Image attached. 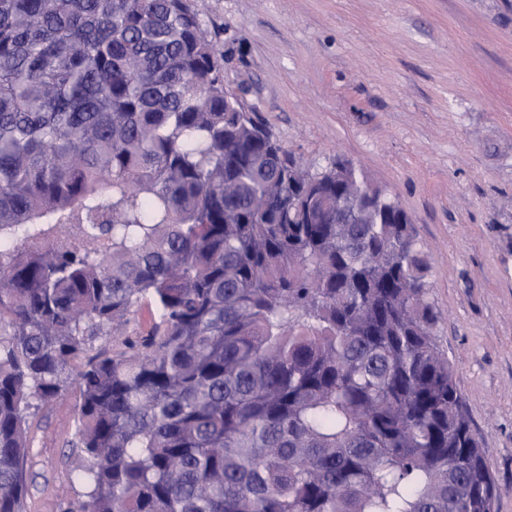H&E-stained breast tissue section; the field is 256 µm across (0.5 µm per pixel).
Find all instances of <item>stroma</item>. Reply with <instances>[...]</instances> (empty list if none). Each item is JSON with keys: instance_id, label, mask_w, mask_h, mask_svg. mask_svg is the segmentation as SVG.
<instances>
[{"instance_id": "obj_1", "label": "stroma", "mask_w": 512, "mask_h": 512, "mask_svg": "<svg viewBox=\"0 0 512 512\" xmlns=\"http://www.w3.org/2000/svg\"><path fill=\"white\" fill-rule=\"evenodd\" d=\"M224 83L314 171L411 216L437 336L512 512V0H194ZM75 389L30 420L25 512H72Z\"/></svg>"}]
</instances>
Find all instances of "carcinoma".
I'll list each match as a JSON object with an SVG mask.
<instances>
[{
	"mask_svg": "<svg viewBox=\"0 0 512 512\" xmlns=\"http://www.w3.org/2000/svg\"><path fill=\"white\" fill-rule=\"evenodd\" d=\"M397 212L244 110L189 0H0V512L72 384L77 512H496Z\"/></svg>",
	"mask_w": 512,
	"mask_h": 512,
	"instance_id": "cac0c4a2",
	"label": "carcinoma"
}]
</instances>
